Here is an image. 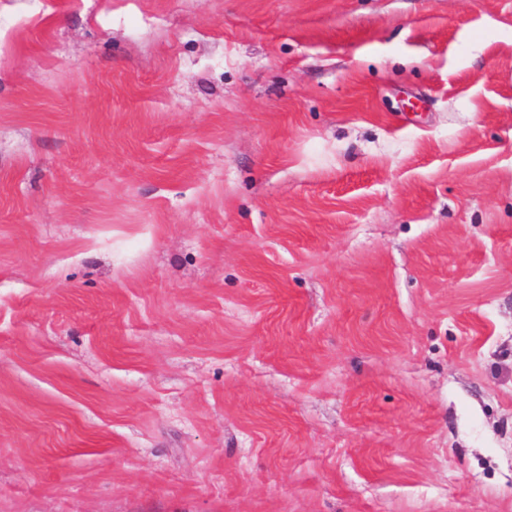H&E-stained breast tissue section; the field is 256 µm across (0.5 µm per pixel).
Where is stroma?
Masks as SVG:
<instances>
[{
	"label": "stroma",
	"instance_id": "stroma-1",
	"mask_svg": "<svg viewBox=\"0 0 512 512\" xmlns=\"http://www.w3.org/2000/svg\"><path fill=\"white\" fill-rule=\"evenodd\" d=\"M0 512H512V0H0Z\"/></svg>",
	"mask_w": 512,
	"mask_h": 512
}]
</instances>
